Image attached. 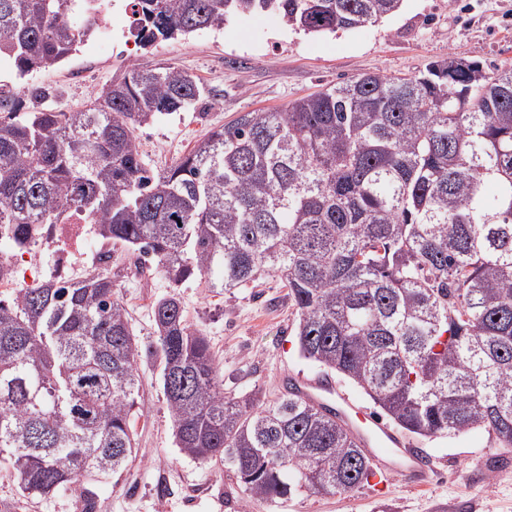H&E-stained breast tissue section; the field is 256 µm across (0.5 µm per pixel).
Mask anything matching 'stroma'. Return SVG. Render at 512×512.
Returning a JSON list of instances; mask_svg holds the SVG:
<instances>
[{
    "instance_id": "35a3bbf8",
    "label": "stroma",
    "mask_w": 512,
    "mask_h": 512,
    "mask_svg": "<svg viewBox=\"0 0 512 512\" xmlns=\"http://www.w3.org/2000/svg\"><path fill=\"white\" fill-rule=\"evenodd\" d=\"M109 32H96L60 65L32 74L29 84L48 89V100L27 104L69 112L88 106L102 87L119 78L116 55L131 54L143 69L176 66L207 89L195 107L160 116L138 131L148 167L160 170L188 153L211 131L245 112L280 110L299 98L368 72L411 77L448 57L484 70L512 67V0H403L383 21L331 34L287 27L275 14L232 18L220 30L128 47L130 18L124 4ZM98 247L86 242L74 267L60 269L47 243L29 250L46 277L79 280L98 267ZM112 274L141 345L157 340L153 306L173 291L165 277L143 272L141 261L112 247ZM193 329L207 336L228 397L254 393L278 397L277 376L310 374L316 367L298 353L296 311L274 276L245 288H208L190 281L176 289ZM142 415L137 453L118 483L95 487L93 512H512V448L483 431L428 441L438 475L425 490L395 480L387 496L368 487L347 495H301L271 503L243 495L222 464L180 452L157 363L141 360ZM0 512H81L74 492L24 498L8 467L0 468Z\"/></svg>"
}]
</instances>
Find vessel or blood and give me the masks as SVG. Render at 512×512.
Wrapping results in <instances>:
<instances>
[{
	"label": "vessel or blood",
	"mask_w": 512,
	"mask_h": 512,
	"mask_svg": "<svg viewBox=\"0 0 512 512\" xmlns=\"http://www.w3.org/2000/svg\"><path fill=\"white\" fill-rule=\"evenodd\" d=\"M293 389L320 406L335 408L368 457L372 474L368 483L378 496H385L394 477H403L417 487L428 486L437 472L431 456L417 448L407 435L362 406L348 392L322 375L292 374Z\"/></svg>",
	"instance_id": "b4317fda"
}]
</instances>
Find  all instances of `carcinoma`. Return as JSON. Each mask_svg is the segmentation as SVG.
<instances>
[{"label":"carcinoma","instance_id":"1","mask_svg":"<svg viewBox=\"0 0 512 512\" xmlns=\"http://www.w3.org/2000/svg\"><path fill=\"white\" fill-rule=\"evenodd\" d=\"M402 0H132L144 46L278 15L309 34L373 25ZM95 0H0L18 80L90 37ZM204 87L131 66L90 107L27 110L0 90V243L25 249L80 214L173 285L274 274L302 357L427 439L485 431L512 448V68L450 57L410 78L361 74L247 112L155 171L139 128ZM142 348L112 274L0 298V463L41 498L121 475L136 454L142 357L159 361L180 451L219 460L264 501L341 495L369 461L329 409L224 396L215 357L171 294Z\"/></svg>","mask_w":512,"mask_h":512}]
</instances>
